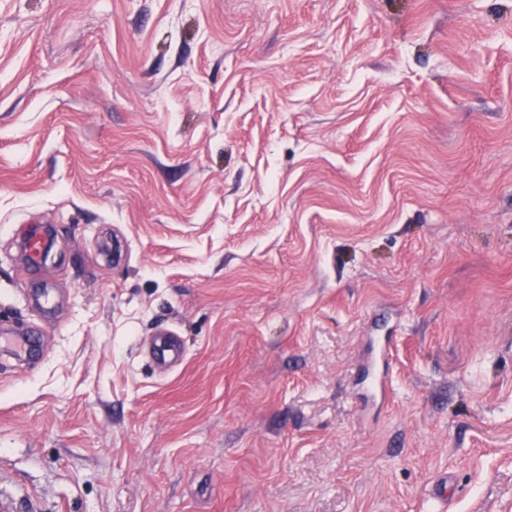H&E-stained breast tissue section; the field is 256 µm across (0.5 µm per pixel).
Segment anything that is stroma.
Returning <instances> with one entry per match:
<instances>
[{
  "instance_id": "35a3bbf8",
  "label": "stroma",
  "mask_w": 512,
  "mask_h": 512,
  "mask_svg": "<svg viewBox=\"0 0 512 512\" xmlns=\"http://www.w3.org/2000/svg\"><path fill=\"white\" fill-rule=\"evenodd\" d=\"M5 331L19 512H512V0H0Z\"/></svg>"
}]
</instances>
